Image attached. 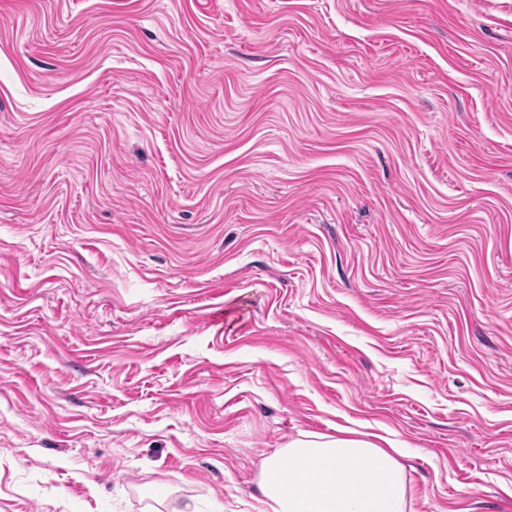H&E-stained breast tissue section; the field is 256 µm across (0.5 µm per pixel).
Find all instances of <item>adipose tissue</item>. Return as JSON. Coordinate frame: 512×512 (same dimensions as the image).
<instances>
[{
    "mask_svg": "<svg viewBox=\"0 0 512 512\" xmlns=\"http://www.w3.org/2000/svg\"><path fill=\"white\" fill-rule=\"evenodd\" d=\"M262 512H411L405 469L375 441L301 434L265 457Z\"/></svg>",
    "mask_w": 512,
    "mask_h": 512,
    "instance_id": "ef3b65f1",
    "label": "adipose tissue"
}]
</instances>
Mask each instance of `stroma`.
Returning <instances> with one entry per match:
<instances>
[{"instance_id": "35a3bbf8", "label": "stroma", "mask_w": 512, "mask_h": 512, "mask_svg": "<svg viewBox=\"0 0 512 512\" xmlns=\"http://www.w3.org/2000/svg\"><path fill=\"white\" fill-rule=\"evenodd\" d=\"M343 429L512 512V0H0V512Z\"/></svg>"}]
</instances>
